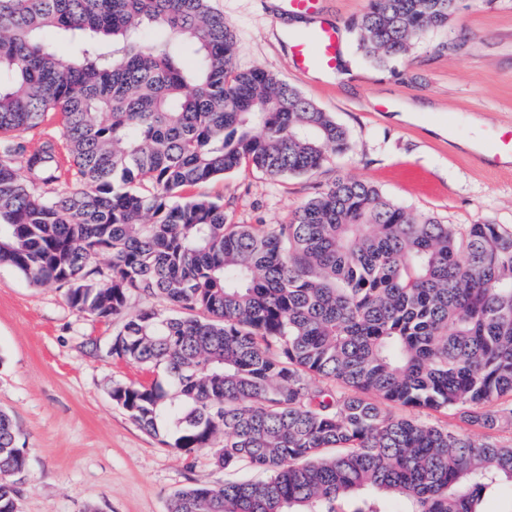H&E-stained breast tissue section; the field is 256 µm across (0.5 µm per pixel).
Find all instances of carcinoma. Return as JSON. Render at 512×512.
<instances>
[{"mask_svg": "<svg viewBox=\"0 0 512 512\" xmlns=\"http://www.w3.org/2000/svg\"><path fill=\"white\" fill-rule=\"evenodd\" d=\"M456 0H369L379 65L448 27ZM49 32L80 35L64 58ZM211 0H0V265L123 318L101 347L157 371L112 384L145 432L260 480L175 491L169 512H512V229L441 224L339 178L286 224H232L182 191L237 171L307 175L350 150L294 86L235 65ZM63 117L54 145L16 133ZM110 256L102 268L94 259ZM162 307L126 316L130 299ZM408 414L396 416L386 405ZM459 414L462 426L425 418ZM26 464L0 410V512ZM20 141L28 152L37 150L45 142H53L65 166L69 164L68 146L61 133V116L58 112H49L39 125L23 132Z\"/></svg>", "mask_w": 512, "mask_h": 512, "instance_id": "carcinoma-1", "label": "carcinoma"}]
</instances>
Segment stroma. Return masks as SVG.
<instances>
[{"label":"stroma","mask_w":512,"mask_h":512,"mask_svg":"<svg viewBox=\"0 0 512 512\" xmlns=\"http://www.w3.org/2000/svg\"><path fill=\"white\" fill-rule=\"evenodd\" d=\"M213 4L236 37L238 67L297 87L346 128L352 148L307 175L271 178L245 165L184 196L223 204L234 224H285L345 177L445 224L512 227V163L490 167L464 147L512 128V0H459L448 29L428 32L383 67L363 56L350 27L368 0H323L343 30V64L307 76L289 62L275 0ZM403 103L418 107L405 121L394 112ZM115 331L70 308L63 289L0 265V410L26 456L20 512H168L175 490L236 480L215 449L165 447L113 403V382L153 378L146 367L94 354L93 342Z\"/></svg>","instance_id":"obj_1"}]
</instances>
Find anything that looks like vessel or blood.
<instances>
[{
    "mask_svg": "<svg viewBox=\"0 0 512 512\" xmlns=\"http://www.w3.org/2000/svg\"><path fill=\"white\" fill-rule=\"evenodd\" d=\"M322 0H276L279 14L308 20L298 34H288L284 42L294 70L301 75L335 72L341 59L342 32L339 24L325 16Z\"/></svg>",
    "mask_w": 512,
    "mask_h": 512,
    "instance_id": "1",
    "label": "vessel or blood"
}]
</instances>
